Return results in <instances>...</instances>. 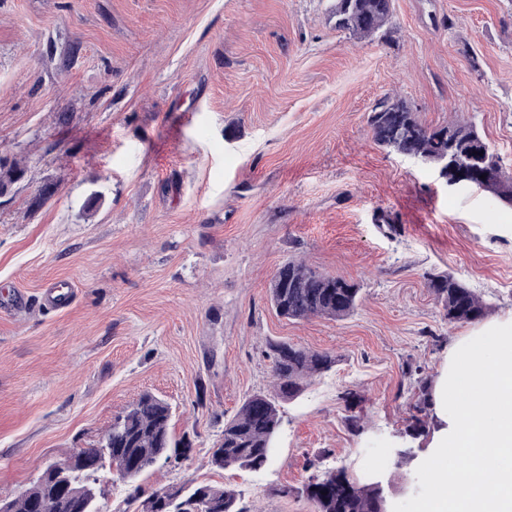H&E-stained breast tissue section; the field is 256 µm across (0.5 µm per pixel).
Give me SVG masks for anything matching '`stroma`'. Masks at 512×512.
I'll list each match as a JSON object with an SVG mask.
<instances>
[{
    "instance_id": "stroma-1",
    "label": "stroma",
    "mask_w": 512,
    "mask_h": 512,
    "mask_svg": "<svg viewBox=\"0 0 512 512\" xmlns=\"http://www.w3.org/2000/svg\"><path fill=\"white\" fill-rule=\"evenodd\" d=\"M327 6L0 0V166L25 170L0 199L1 499L147 392L192 452L145 493L212 483L251 512H314L302 485L344 466L403 499L416 380L471 329L427 277L511 313L512 208L387 152L367 118L395 95L425 125L472 121L512 173V0H393L391 41L351 38ZM290 259L359 283L356 310L278 316ZM274 342L336 362L282 404L265 467L217 469L225 418L273 389Z\"/></svg>"
}]
</instances>
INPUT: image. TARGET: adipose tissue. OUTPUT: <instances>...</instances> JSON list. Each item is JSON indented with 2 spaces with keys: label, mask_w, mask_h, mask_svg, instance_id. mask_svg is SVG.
Listing matches in <instances>:
<instances>
[{
  "label": "adipose tissue",
  "mask_w": 512,
  "mask_h": 512,
  "mask_svg": "<svg viewBox=\"0 0 512 512\" xmlns=\"http://www.w3.org/2000/svg\"><path fill=\"white\" fill-rule=\"evenodd\" d=\"M435 430L407 512H512V313L448 349L432 392Z\"/></svg>",
  "instance_id": "1"
}]
</instances>
